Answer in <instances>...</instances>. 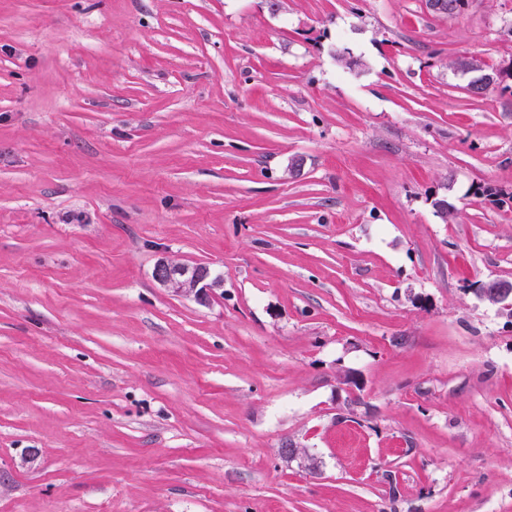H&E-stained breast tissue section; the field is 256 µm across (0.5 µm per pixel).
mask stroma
<instances>
[{
  "mask_svg": "<svg viewBox=\"0 0 512 512\" xmlns=\"http://www.w3.org/2000/svg\"><path fill=\"white\" fill-rule=\"evenodd\" d=\"M464 57L512 0H0V512H512V90ZM153 277L175 293L193 295L200 303L207 301L209 290L220 286V282L212 277L210 268L203 264L176 265L160 259L154 267ZM481 288V298L497 306L500 314L512 323V282L493 280L484 283Z\"/></svg>",
  "mask_w": 512,
  "mask_h": 512,
  "instance_id": "35a3bbf8",
  "label": "stroma"
}]
</instances>
